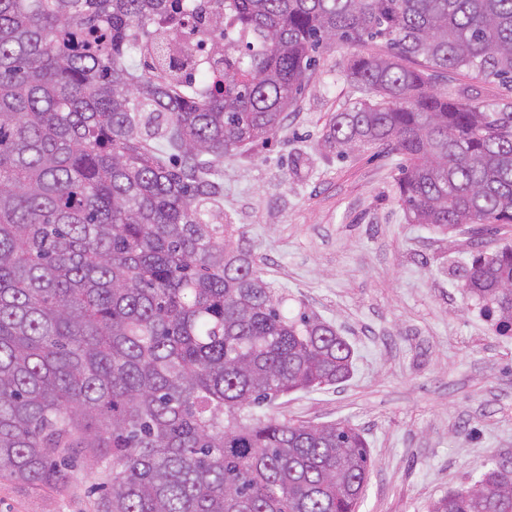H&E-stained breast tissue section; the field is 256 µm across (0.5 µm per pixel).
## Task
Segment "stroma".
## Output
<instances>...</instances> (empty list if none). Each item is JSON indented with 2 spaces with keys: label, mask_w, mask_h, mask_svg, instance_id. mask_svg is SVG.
<instances>
[{
  "label": "stroma",
  "mask_w": 512,
  "mask_h": 512,
  "mask_svg": "<svg viewBox=\"0 0 512 512\" xmlns=\"http://www.w3.org/2000/svg\"><path fill=\"white\" fill-rule=\"evenodd\" d=\"M356 48L336 44L265 143L224 160V221L239 228L255 265L354 349L352 377L296 391L266 414L348 421L373 466L357 512H427L473 486L489 459L512 461V335H499L465 297L476 250L512 243V227L445 230L408 223L398 201V155L385 146L339 155L324 142L331 115L364 93L350 81ZM432 84L490 108L512 106V83L467 70ZM101 470L78 464L67 489L0 477V512H94Z\"/></svg>",
  "instance_id": "35a3bbf8"
}]
</instances>
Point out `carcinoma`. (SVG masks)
<instances>
[{"instance_id": "obj_1", "label": "carcinoma", "mask_w": 512, "mask_h": 512, "mask_svg": "<svg viewBox=\"0 0 512 512\" xmlns=\"http://www.w3.org/2000/svg\"><path fill=\"white\" fill-rule=\"evenodd\" d=\"M224 61L171 62L156 21L195 0H0V475L64 487L105 466L95 512H355L373 461L344 422L257 409L347 381L353 349L255 269L224 223V157L281 126L328 41L369 95L330 147L403 156L411 224L512 225V106L431 88L512 82V0H222ZM512 247L467 299L512 331ZM429 512H512V466ZM432 85L438 89L447 88L463 100L480 103L489 108L512 106V83H501L485 79L476 72L467 70H444L436 73Z\"/></svg>"}]
</instances>
